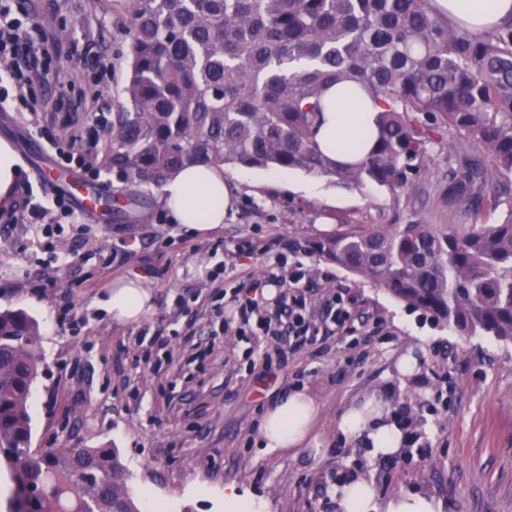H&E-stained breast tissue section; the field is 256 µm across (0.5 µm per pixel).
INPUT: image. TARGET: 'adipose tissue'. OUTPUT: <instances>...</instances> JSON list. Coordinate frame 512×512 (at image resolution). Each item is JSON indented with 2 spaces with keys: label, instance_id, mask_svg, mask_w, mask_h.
<instances>
[{
  "label": "adipose tissue",
  "instance_id": "obj_1",
  "mask_svg": "<svg viewBox=\"0 0 512 512\" xmlns=\"http://www.w3.org/2000/svg\"><path fill=\"white\" fill-rule=\"evenodd\" d=\"M375 114L371 101L343 98L338 110L325 114L317 136L321 148L338 162L361 159L375 131ZM159 201L175 223L200 231L223 224L227 210L234 205L220 164L173 172L160 189ZM109 294L112 318L120 324L138 322L151 307L150 293L133 280L116 281ZM316 412L314 399L302 391L269 409L262 425L267 448H304ZM338 429L343 436L361 442L374 459L398 454L403 443V435L390 418L384 399L376 395L353 401L341 415ZM336 499L341 512H440L435 500L415 494L401 493L378 500L371 484L357 476L337 486Z\"/></svg>",
  "mask_w": 512,
  "mask_h": 512
}]
</instances>
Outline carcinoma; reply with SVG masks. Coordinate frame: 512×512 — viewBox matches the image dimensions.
<instances>
[{
	"label": "carcinoma",
	"instance_id": "carcinoma-1",
	"mask_svg": "<svg viewBox=\"0 0 512 512\" xmlns=\"http://www.w3.org/2000/svg\"><path fill=\"white\" fill-rule=\"evenodd\" d=\"M129 42L120 102L96 117L89 163L130 185L227 164L288 169L397 196L448 148V196L468 212L512 179V11L474 27L435 0H118ZM332 85L378 107L366 156L316 140ZM317 252L467 336L512 342V204L495 223L359 224ZM41 336L0 311V472L6 512H139L111 448L33 449Z\"/></svg>",
	"mask_w": 512,
	"mask_h": 512
}]
</instances>
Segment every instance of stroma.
I'll return each instance as SVG.
<instances>
[{
	"instance_id": "obj_1",
	"label": "stroma",
	"mask_w": 512,
	"mask_h": 512,
	"mask_svg": "<svg viewBox=\"0 0 512 512\" xmlns=\"http://www.w3.org/2000/svg\"><path fill=\"white\" fill-rule=\"evenodd\" d=\"M14 18L41 24L59 77L18 95L0 67V139L20 159L10 207H0V310L36 320L44 361L32 389L35 448L110 446L133 490L149 489L165 512H224V486L247 489L266 512H336L334 491L362 472L379 497L401 492L442 501L443 512H512V343L464 336L356 280L314 252L320 238L351 224H466L448 198V153L400 196L346 188L293 170L225 166L235 205L223 224L189 232L171 221L154 186L55 162L57 150L86 151L96 115L112 111L117 54L128 37L103 0H10ZM79 173L142 209L120 215L74 211L36 223L27 194L51 205L35 175ZM313 182L310 191L299 183ZM267 281L260 312L302 299L312 333H252L225 294ZM135 280L152 295L139 321H113L112 282ZM337 303L336 328L327 314ZM166 336V347L147 337ZM413 373L401 374L404 355ZM302 389L318 412L311 435L319 459L272 452L263 417ZM380 393L403 433L402 452L369 462L338 431L354 399Z\"/></svg>"
}]
</instances>
